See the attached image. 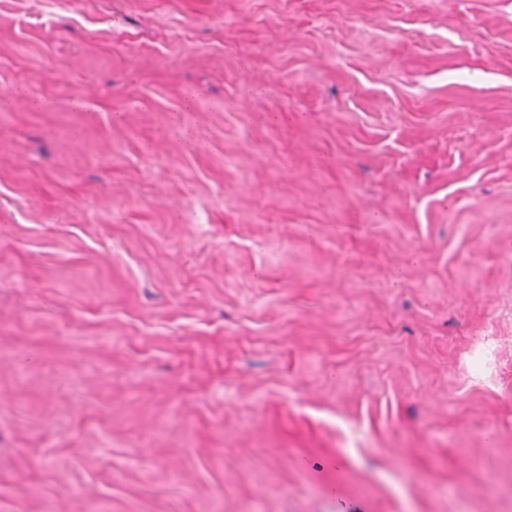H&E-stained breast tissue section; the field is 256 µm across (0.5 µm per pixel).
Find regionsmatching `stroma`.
Masks as SVG:
<instances>
[{
	"label": "stroma",
	"instance_id": "1",
	"mask_svg": "<svg viewBox=\"0 0 512 512\" xmlns=\"http://www.w3.org/2000/svg\"><path fill=\"white\" fill-rule=\"evenodd\" d=\"M512 0H0V512H512Z\"/></svg>",
	"mask_w": 512,
	"mask_h": 512
}]
</instances>
